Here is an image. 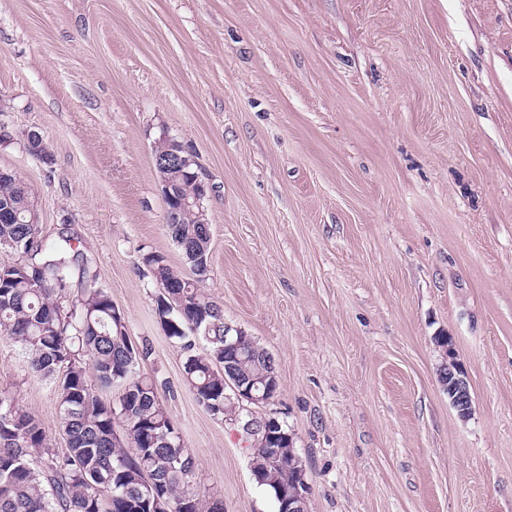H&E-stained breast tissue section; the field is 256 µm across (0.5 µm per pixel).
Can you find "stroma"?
Here are the masks:
<instances>
[{
	"instance_id": "1",
	"label": "stroma",
	"mask_w": 512,
	"mask_h": 512,
	"mask_svg": "<svg viewBox=\"0 0 512 512\" xmlns=\"http://www.w3.org/2000/svg\"><path fill=\"white\" fill-rule=\"evenodd\" d=\"M0 168L68 235L224 512H276L182 375L143 263L184 259L160 134L210 186L204 287L273 357L308 512H512V0H0ZM39 132L52 164L24 148ZM453 337L473 412L437 380ZM0 391L58 402L0 336Z\"/></svg>"
}]
</instances>
